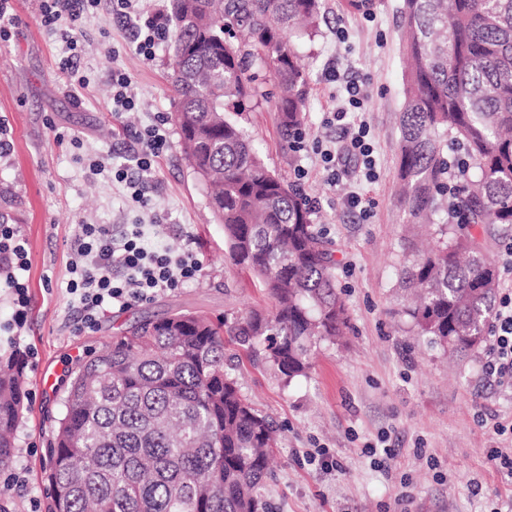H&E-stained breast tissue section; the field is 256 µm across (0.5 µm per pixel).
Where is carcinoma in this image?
I'll list each match as a JSON object with an SVG mask.
<instances>
[{
    "label": "carcinoma",
    "instance_id": "cac0c4a2",
    "mask_svg": "<svg viewBox=\"0 0 512 512\" xmlns=\"http://www.w3.org/2000/svg\"><path fill=\"white\" fill-rule=\"evenodd\" d=\"M170 74L181 149L211 187L210 208L234 263L271 308L229 323L193 311L146 317L88 353L48 442L49 512H260L278 443L269 416L224 366L232 344L289 383L335 342L348 315L335 245L300 191L267 169L237 116L274 102L282 147L303 136L321 0H170ZM404 106L400 204L408 224H436L425 251L404 244L401 313L453 357L483 349L499 288L471 229L512 230V0H402ZM463 151L448 185L444 147ZM28 389L22 361L0 356V467L16 452Z\"/></svg>",
    "mask_w": 512,
    "mask_h": 512
}]
</instances>
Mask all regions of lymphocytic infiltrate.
Segmentation results:
<instances>
[{
  "mask_svg": "<svg viewBox=\"0 0 512 512\" xmlns=\"http://www.w3.org/2000/svg\"><path fill=\"white\" fill-rule=\"evenodd\" d=\"M112 14L121 19L129 39L143 57H152L155 47L164 41L170 31L164 13H143L137 0H110ZM97 0H41L40 22L46 30L58 36L66 50L77 47L72 23ZM332 78L344 95L342 105L329 113L327 124L340 125L343 136L337 145L318 146L323 168L330 181L343 179H372L376 174V159L369 125L349 121L350 112L363 105L365 91L354 79L333 72ZM134 139L139 146L136 167L140 178L130 177L127 168H113L116 181H128L135 192V202L145 203L143 177L164 151L166 136L161 128L149 125L136 131ZM141 225L133 224L114 230L104 224L80 225L76 235V250L83 263L75 268L69 282L72 292L78 293L82 303L81 323L94 326L106 304L128 306L174 290L192 281L199 270L198 260L190 254L172 255L169 252L147 250L142 244ZM28 251L24 238L9 224H0V288L7 291L12 304V321L23 326L30 306L28 287L20 279L27 265ZM493 334L489 341V356L485 372L497 386L512 393V292L498 300L493 317Z\"/></svg>",
  "mask_w": 512,
  "mask_h": 512,
  "instance_id": "lymphocytic-infiltrate-1",
  "label": "lymphocytic infiltrate"
}]
</instances>
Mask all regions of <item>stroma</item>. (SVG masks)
Listing matches in <instances>:
<instances>
[{"mask_svg": "<svg viewBox=\"0 0 512 512\" xmlns=\"http://www.w3.org/2000/svg\"><path fill=\"white\" fill-rule=\"evenodd\" d=\"M401 0H376L368 12L348 0H322L316 33L305 47L309 68L307 130L301 149L280 145L271 106L244 113L241 124L260 145L268 169L307 197L316 223L335 244L336 280L349 326L338 344H321L309 377L285 383L261 359L226 347L224 363L242 393L270 416L280 434L272 477L262 494L266 512H491L512 498V478L491 455L512 448L494 433L495 419H512V394L486 379L482 361H456L415 335L399 312L401 246L406 235L428 238V227L406 226L397 196L396 119L404 105ZM40 0H14V22L0 39V125L10 147L0 157V224L17 227L28 244L23 276L30 307L25 325L0 355L24 362L29 406L17 430L6 512H47L44 469L50 420L87 352L100 349L137 319L192 310L232 318L267 306L258 280L233 264L207 190L184 160L169 75L172 57L136 53L109 0L73 25L75 70L65 69L62 43L39 21ZM132 79L138 104L112 114L113 66ZM349 69L366 97L359 112L371 126L377 177L364 184L371 217L361 220L346 198L349 181L330 183L318 142L337 140L326 126L336 109L330 66ZM166 117L167 148L142 209L111 166H132V131ZM104 171L94 173L93 162ZM82 224H141L152 249L193 254L201 269L190 283L128 307L112 306L96 326L78 325L80 299L70 293L75 232ZM390 448L377 464L374 449ZM24 486L12 483L14 474Z\"/></svg>", "mask_w": 512, "mask_h": 512, "instance_id": "stroma-1", "label": "stroma"}]
</instances>
